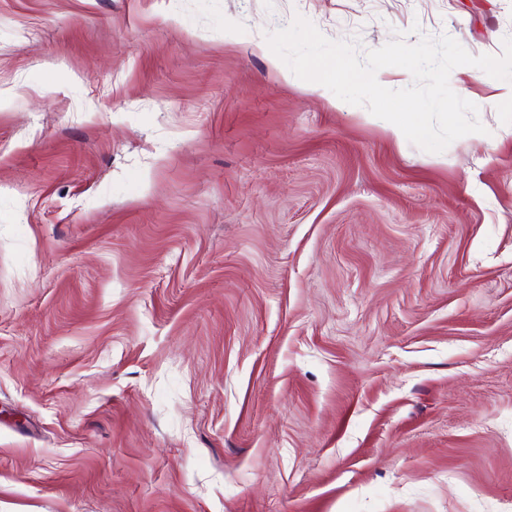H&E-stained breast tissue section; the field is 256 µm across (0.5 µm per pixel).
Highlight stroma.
I'll return each instance as SVG.
<instances>
[{
  "instance_id": "stroma-1",
  "label": "stroma",
  "mask_w": 512,
  "mask_h": 512,
  "mask_svg": "<svg viewBox=\"0 0 512 512\" xmlns=\"http://www.w3.org/2000/svg\"><path fill=\"white\" fill-rule=\"evenodd\" d=\"M501 55L512 0H0V512H512V105L429 153L272 63ZM419 34H412V26Z\"/></svg>"
}]
</instances>
